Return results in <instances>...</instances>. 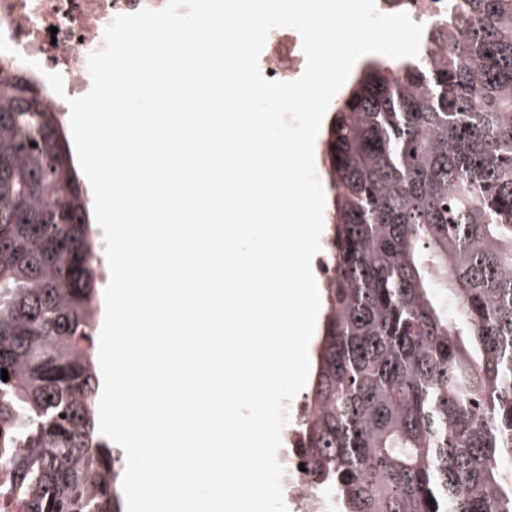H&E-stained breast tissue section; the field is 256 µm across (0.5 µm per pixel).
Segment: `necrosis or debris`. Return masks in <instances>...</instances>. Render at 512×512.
I'll return each mask as SVG.
<instances>
[{"label":"necrosis or debris","instance_id":"obj_1","mask_svg":"<svg viewBox=\"0 0 512 512\" xmlns=\"http://www.w3.org/2000/svg\"><path fill=\"white\" fill-rule=\"evenodd\" d=\"M167 0H0V62L15 66L26 80L46 84L47 74L63 78V94L49 93L47 104L65 117L68 101L91 89L89 54L103 45L104 31L120 14L146 7L162 9ZM378 12H404L422 28H434L448 16V0H375ZM306 66L299 32L280 27L270 32L259 59L261 74L269 80L293 81ZM285 469L283 500L289 512H327L301 455L281 452Z\"/></svg>","mask_w":512,"mask_h":512}]
</instances>
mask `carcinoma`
I'll return each instance as SVG.
<instances>
[{
  "instance_id": "carcinoma-1",
  "label": "carcinoma",
  "mask_w": 512,
  "mask_h": 512,
  "mask_svg": "<svg viewBox=\"0 0 512 512\" xmlns=\"http://www.w3.org/2000/svg\"><path fill=\"white\" fill-rule=\"evenodd\" d=\"M330 116L299 452L334 512H512V0H449ZM47 91L0 73V504L123 512L97 430L100 244Z\"/></svg>"
}]
</instances>
